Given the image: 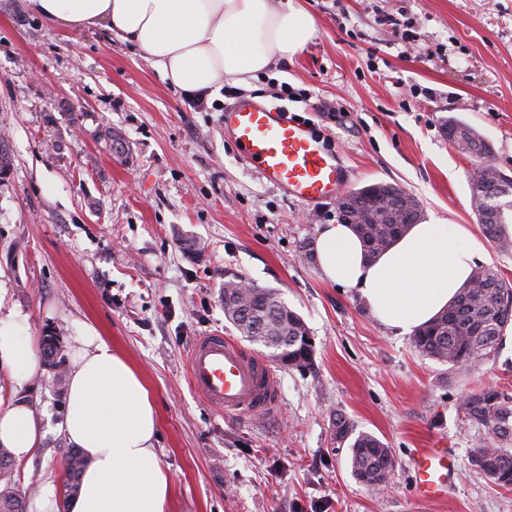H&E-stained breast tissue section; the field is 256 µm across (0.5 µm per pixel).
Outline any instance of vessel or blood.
Masks as SVG:
<instances>
[{"label": "vessel or blood", "instance_id": "1", "mask_svg": "<svg viewBox=\"0 0 512 512\" xmlns=\"http://www.w3.org/2000/svg\"><path fill=\"white\" fill-rule=\"evenodd\" d=\"M224 125L240 155L269 184L306 203L333 197L346 184L338 154L311 127L252 97L239 98L224 112ZM189 382L205 401L229 417L274 413L279 394L271 368L249 357L219 333L198 337L188 354ZM419 499L445 495L457 470L444 448H423L411 460Z\"/></svg>", "mask_w": 512, "mask_h": 512}]
</instances>
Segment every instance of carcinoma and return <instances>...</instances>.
<instances>
[{"label":"carcinoma","instance_id":"1","mask_svg":"<svg viewBox=\"0 0 512 512\" xmlns=\"http://www.w3.org/2000/svg\"><path fill=\"white\" fill-rule=\"evenodd\" d=\"M448 138L469 154L479 158L477 165H486V179L469 181L471 200L478 214V223L486 238L506 247L512 241L507 235L508 219L482 211L484 190L503 186L512 194V179L504 172L491 169V153L483 152L471 140L473 129L466 123L448 120ZM378 188L390 195L388 206L374 201L367 206L372 220L356 228L359 237L369 244V256L388 249L403 236L411 225L423 220V212L401 188L380 184ZM239 277L224 282L229 300L224 303V315L245 340L273 350L274 361L288 363L302 370L312 364L315 345L304 320L288 308L271 289L252 286L243 301L234 299L232 285ZM512 324V281L497 270L478 266L468 282L448 307L427 325L413 334L414 348L422 355L446 363L453 368L476 366L496 351L503 332ZM462 408L466 417L482 425L494 435L493 441L473 451V463L486 477L500 486L512 487V450L504 444L512 441V397L495 390L468 395ZM336 435L341 441L352 439L350 465L359 483L381 487L388 482L395 459L388 445L376 436L355 433L353 424L342 416L336 417ZM68 460L65 495L78 492L80 477L86 466L84 457L75 449L66 451ZM12 457L0 448V512H24L23 502L8 486Z\"/></svg>","mask_w":512,"mask_h":512}]
</instances>
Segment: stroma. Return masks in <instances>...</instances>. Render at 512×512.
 <instances>
[{
  "label": "stroma",
  "instance_id": "35a3bbf8",
  "mask_svg": "<svg viewBox=\"0 0 512 512\" xmlns=\"http://www.w3.org/2000/svg\"><path fill=\"white\" fill-rule=\"evenodd\" d=\"M315 21L291 62L253 93L274 101L281 83L308 90L288 103L338 151L348 188L384 182L424 217L477 230L468 185L473 158L443 126L456 118L512 176V0H290ZM405 21L403 43L382 15ZM328 99L345 111H314ZM216 95L184 104L144 54L102 26L71 29L0 0V307L26 318L36 347L69 344L89 325L141 375L159 420L172 483L165 512H512V487L472 464L487 430L468 421L464 395L512 396V326L487 361L450 368L383 327L356 291L325 281L311 250L335 199L299 202L266 183L239 154ZM200 243L201 252L187 251ZM271 288L307 323L313 365L268 361L279 391L270 416L230 419L188 380L193 341L235 336L224 280ZM40 367L25 393L44 410L46 435L12 482L31 502L43 480L62 485L69 356ZM388 444L396 466L373 489L351 472L333 422ZM441 443L458 466L445 498L419 501L410 461Z\"/></svg>",
  "mask_w": 512,
  "mask_h": 512
}]
</instances>
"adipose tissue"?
<instances>
[{
	"instance_id": "obj_1",
	"label": "adipose tissue",
	"mask_w": 512,
	"mask_h": 512,
	"mask_svg": "<svg viewBox=\"0 0 512 512\" xmlns=\"http://www.w3.org/2000/svg\"><path fill=\"white\" fill-rule=\"evenodd\" d=\"M51 23L105 26L134 43L185 94L214 92L224 82L250 88L272 65L291 60L315 31L313 18L273 0H24ZM315 248L327 281L356 290L372 315L396 334L429 323L467 282L486 253L461 224L423 222L386 251L366 259L352 225L324 224ZM0 361L16 389L37 369L35 345L14 320L0 319ZM70 413L59 431L89 465L77 496L61 501L44 482L31 512H164L171 479L156 451L158 415L137 372L97 331L82 328L69 345ZM43 418L25 401L0 407V447L30 460Z\"/></svg>"
}]
</instances>
